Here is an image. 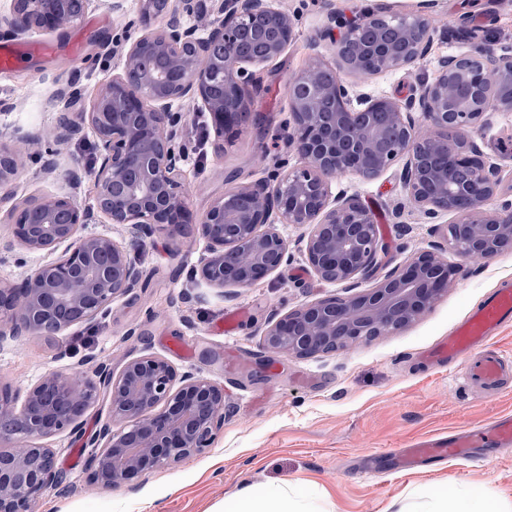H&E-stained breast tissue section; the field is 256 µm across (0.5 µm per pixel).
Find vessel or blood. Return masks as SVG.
<instances>
[{"mask_svg":"<svg viewBox=\"0 0 512 512\" xmlns=\"http://www.w3.org/2000/svg\"><path fill=\"white\" fill-rule=\"evenodd\" d=\"M512 320V284H504L432 349L427 357L431 363L455 362L463 368L464 380L496 394L512 385V357L494 346L499 329ZM493 440L495 444H512V420L494 427H476L450 437L447 443L421 441L405 449L402 455L406 468H414L425 459L452 460L464 457L467 449Z\"/></svg>","mask_w":512,"mask_h":512,"instance_id":"b4317fda","label":"vessel or blood"}]
</instances>
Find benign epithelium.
Instances as JSON below:
<instances>
[{
    "mask_svg": "<svg viewBox=\"0 0 512 512\" xmlns=\"http://www.w3.org/2000/svg\"><path fill=\"white\" fill-rule=\"evenodd\" d=\"M10 0L0 11V36L22 39L34 30L82 22L102 0ZM217 21L198 32L186 19ZM144 29L112 49L120 71L89 109L58 113L56 139L84 129L96 138V205L111 224L130 232L132 247L88 231L94 213L72 195L31 198L10 212L12 237L0 254L20 246L61 254L19 283L0 278V346L17 336H55L109 315L116 299L134 294L147 276L134 247L158 227L195 224L206 242L191 275L211 288L248 287L288 264V240L277 225L311 228L307 264L324 283L371 278L387 246L372 211L347 190H333L347 173L374 179L403 161L399 180L428 224L450 214L445 244L413 256L377 287L344 299L298 307L264 330L267 347L297 358L333 353L401 329L447 291L457 268L441 258H489L512 247V198L492 211L505 180L467 133L491 112H512V54L455 55L440 61L432 81L404 98L367 96L348 75H379L410 66L430 51L436 31L426 13L364 10L344 17L331 10L319 38L336 46L339 69L323 61L294 74L288 140L303 165L271 182L256 180L214 199L193 222L182 190L184 154L176 148L174 104L191 100L208 113L217 135L242 125L250 68L280 57L296 37L294 18L275 0H146ZM164 24L151 27L154 19ZM455 136L448 138V127ZM36 143V132H0V187L17 172L7 140ZM108 419L90 441L88 479L105 489L138 474L205 452L224 424V388L168 360L145 354L119 373L101 364L92 378L53 372L24 392L0 385V438L21 441L0 454V512H33L45 487L64 488V474L44 440L79 435L80 418L100 395Z\"/></svg>",
    "mask_w": 512,
    "mask_h": 512,
    "instance_id": "7a95c632",
    "label": "benign epithelium"
}]
</instances>
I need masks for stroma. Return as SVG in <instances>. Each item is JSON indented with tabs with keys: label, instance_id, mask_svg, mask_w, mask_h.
I'll use <instances>...</instances> for the list:
<instances>
[{
	"label": "stroma",
	"instance_id": "obj_1",
	"mask_svg": "<svg viewBox=\"0 0 512 512\" xmlns=\"http://www.w3.org/2000/svg\"><path fill=\"white\" fill-rule=\"evenodd\" d=\"M276 2L294 16L296 38L279 58L253 69L255 84L246 94L251 111L266 116L264 129L246 124L220 138L192 102L174 106L180 117L178 146L189 152L197 135L205 137L202 159L184 162L183 185L195 216L228 190L300 164L287 140L289 85L294 73L316 59L337 64L335 47L315 40L329 11L351 15L382 4L404 11L427 7L439 39L414 65L356 76L358 90L373 96L405 97L435 76L440 59L470 53L471 44L458 36L462 27L480 28L495 47L512 49V0H434L429 6L423 0ZM142 8V0H125L123 14L104 5L75 27L35 31L20 41L28 49L20 64L0 69V128L42 133L40 147L14 145L19 166L12 185L0 190V238L11 235L7 210L31 196L73 192L79 204L94 207L96 139L87 130L56 145L55 117L65 106L55 94L74 83L81 92L75 111L89 108L118 71V56L104 53L102 43L123 44L139 35ZM40 42L50 43L51 52L33 51ZM470 137L512 170V112L489 115ZM54 146L63 172L47 175L40 150ZM72 173L78 185H71ZM335 186L373 211L388 245L384 271L403 266L447 232V222L422 223L396 170L374 179L345 174ZM204 247L194 226L178 233L158 230L137 252L148 284L133 297L116 300L107 318L57 336H19L0 347V383L19 392L57 371L89 376L94 361L117 372L144 354L166 358L178 370L224 388V428L212 448L112 490L87 480L84 441L107 419L105 400H97L81 418L83 438H49L68 491H43L35 512H216L243 485L286 482L320 497L329 512H383L395 499L413 510L421 489L446 484L473 500L494 487L504 512H512V447L485 444L471 449L468 460H433L412 471L394 470L379 457L418 440L445 439L470 426L512 418V391L486 396L464 383L459 368L435 366L423 356L502 281H512V249L460 261L447 291L410 325L334 353L296 358L265 346L268 322L307 303L348 296V288L320 282L297 251L288 265L249 287L202 288L190 272ZM230 312L242 315L235 332L217 334L216 323Z\"/></svg>",
	"mask_w": 512,
	"mask_h": 512
}]
</instances>
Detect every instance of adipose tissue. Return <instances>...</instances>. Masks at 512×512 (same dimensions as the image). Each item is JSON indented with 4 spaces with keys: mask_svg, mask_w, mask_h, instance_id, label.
I'll list each match as a JSON object with an SVG mask.
<instances>
[{
    "mask_svg": "<svg viewBox=\"0 0 512 512\" xmlns=\"http://www.w3.org/2000/svg\"><path fill=\"white\" fill-rule=\"evenodd\" d=\"M427 501L421 512H501L495 490H487L481 500L465 497L455 486L425 492ZM223 512H323L314 499L302 496L289 485L241 488L225 500Z\"/></svg>",
    "mask_w": 512,
    "mask_h": 512,
    "instance_id": "ef3b65f1",
    "label": "adipose tissue"
}]
</instances>
